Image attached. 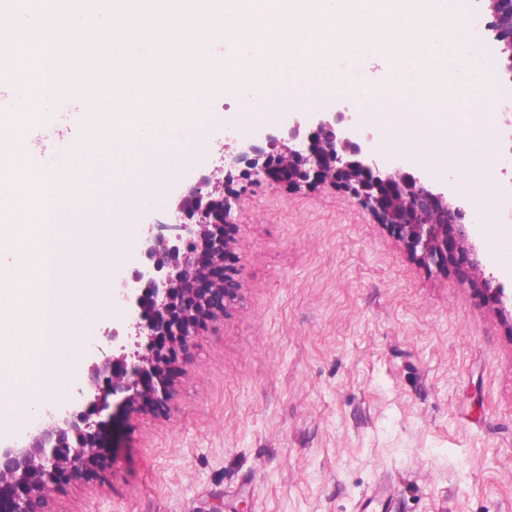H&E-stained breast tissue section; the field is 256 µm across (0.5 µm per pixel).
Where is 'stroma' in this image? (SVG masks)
Masks as SVG:
<instances>
[{"instance_id": "stroma-1", "label": "stroma", "mask_w": 512, "mask_h": 512, "mask_svg": "<svg viewBox=\"0 0 512 512\" xmlns=\"http://www.w3.org/2000/svg\"><path fill=\"white\" fill-rule=\"evenodd\" d=\"M222 164L204 149L155 215ZM230 189L238 298L168 412H102L103 471L49 512H512V313L335 187Z\"/></svg>"}]
</instances>
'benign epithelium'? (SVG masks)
Listing matches in <instances>:
<instances>
[{
    "mask_svg": "<svg viewBox=\"0 0 512 512\" xmlns=\"http://www.w3.org/2000/svg\"><path fill=\"white\" fill-rule=\"evenodd\" d=\"M476 2L487 18V50L512 83V0ZM352 120V113L341 111L288 113L282 125L225 153L224 167L200 175L179 196L180 222L146 225L139 266L120 274L112 291L129 312L137 350L127 352L112 330V355L87 368L95 393L82 409L61 396L45 411V421L24 433L23 447H0V512H45L51 488L100 467L107 444L95 417L109 398H120L127 411L168 409L171 352L188 353L204 321L224 313L243 287L226 265L235 239L225 189L234 170L289 190L320 184L343 190L416 260L452 266L464 283L480 277L484 295L505 306V289L494 275H484L468 244L464 203L403 161L382 164L372 136H350Z\"/></svg>",
    "mask_w": 512,
    "mask_h": 512,
    "instance_id": "1",
    "label": "benign epithelium"
}]
</instances>
